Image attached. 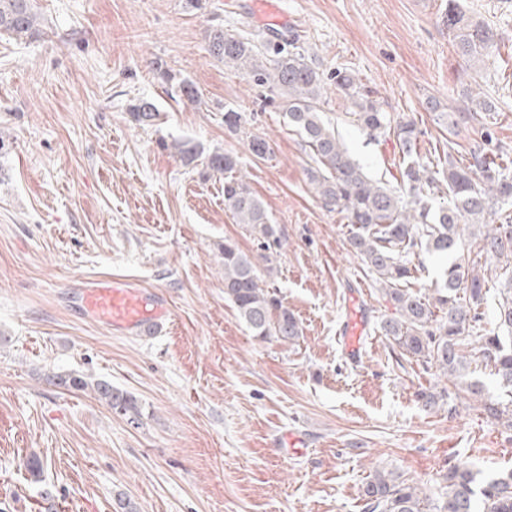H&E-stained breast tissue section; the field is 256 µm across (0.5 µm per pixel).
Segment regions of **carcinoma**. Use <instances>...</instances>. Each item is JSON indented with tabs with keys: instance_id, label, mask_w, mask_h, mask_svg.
Segmentation results:
<instances>
[{
	"instance_id": "cac0c4a2",
	"label": "carcinoma",
	"mask_w": 512,
	"mask_h": 512,
	"mask_svg": "<svg viewBox=\"0 0 512 512\" xmlns=\"http://www.w3.org/2000/svg\"><path fill=\"white\" fill-rule=\"evenodd\" d=\"M33 0H0V34L27 40L40 32L41 21ZM448 35L467 64L482 67L495 43L496 33L485 22L467 15L459 0L448 3ZM209 57L251 79L257 88L278 91L279 107L288 124L304 138L316 163L308 170L314 193L324 206L344 215L352 225L350 246L356 256L377 275L381 292L397 312L380 322L384 336L400 356L434 366L453 385H460L481 400L487 416L512 428V409L498 401L484 400L483 385L471 378L472 359L464 352L471 334L478 335L481 355L501 384L512 388V288L497 307V324L484 336L472 314L484 300L485 281L469 271L463 259L452 260L444 269L441 286L431 296L414 292L407 281L412 277L410 257L415 250L449 256L456 252L467 224H486L478 242V253L487 256L512 254V216L498 224L486 223L491 203L512 199V177L504 172L495 156L482 148L471 152L465 167L448 162V170L430 176L415 159L416 145L423 130L413 121H394L370 91L343 69L330 79L351 101L356 121L377 134L392 128L403 154L407 196L367 175L347 153L335 126L324 119L321 108L325 91L324 73L305 60L295 43L269 44L260 51L250 39L213 26L207 31ZM160 78L179 99L201 104L196 85L168 70ZM463 107L473 119L495 111L481 92H462ZM131 118L140 126H152L159 118L153 100L140 98L129 105ZM172 148L181 161L192 164L201 151L189 141H175ZM206 167L224 177V204L235 222L263 240L264 249L279 244L276 225L270 223L262 201L249 189L237 156L215 150L205 157ZM443 180L448 184V204L433 207L426 189ZM224 267V297L235 308L251 336L262 341L293 344L302 336L296 316L284 306L275 291L263 284L253 256L226 239L221 247ZM46 382L75 391H90L113 412L138 421L136 399L107 380L92 376L45 375ZM446 492L435 498L403 478L397 471L378 468L364 487L365 512H512V469L481 479L464 464L448 467L443 476Z\"/></svg>"
}]
</instances>
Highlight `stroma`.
Instances as JSON below:
<instances>
[{"instance_id":"stroma-1","label":"stroma","mask_w":512,"mask_h":512,"mask_svg":"<svg viewBox=\"0 0 512 512\" xmlns=\"http://www.w3.org/2000/svg\"><path fill=\"white\" fill-rule=\"evenodd\" d=\"M497 34L480 71L448 37V0H35L43 33L0 36V512H363L375 469L445 491L449 466L481 476L512 468V429L448 386L434 367L397 358L379 323L395 316L375 276L351 251L350 226L314 194L310 152L250 80L211 59L213 25L257 45L298 34L321 71H351L383 111L423 131L430 170L465 165L473 148L507 159L512 176V0H461ZM191 80L201 108L176 102L158 71ZM478 82L496 107L462 122L463 88ZM153 98L155 126L127 112ZM438 111H429L428 99ZM246 113L243 133L224 111ZM322 110L373 178L403 189L394 133L371 134L335 84ZM271 152L257 160L249 135ZM237 155L276 224L269 280L299 319L296 344L249 335L224 298L220 248L257 256L254 234L224 205V181L184 164L170 144ZM488 289L480 327H495L512 258L474 264ZM125 276L163 292L169 320L118 336L73 311V286ZM366 329L360 364L342 349L352 311ZM92 375L130 392L139 423L90 392L48 384L47 372ZM447 389L430 409L421 391ZM303 438L300 453L284 436ZM44 463L33 477L23 463Z\"/></svg>"}]
</instances>
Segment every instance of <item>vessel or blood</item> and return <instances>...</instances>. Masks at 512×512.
Here are the masks:
<instances>
[{"label": "vessel or blood", "instance_id": "vessel-or-blood-1", "mask_svg": "<svg viewBox=\"0 0 512 512\" xmlns=\"http://www.w3.org/2000/svg\"><path fill=\"white\" fill-rule=\"evenodd\" d=\"M76 305L95 321L122 335L149 333L170 314L164 294L134 280L109 276L83 280L76 294ZM363 329L364 322L358 318L348 322L342 332L343 351L350 362H360L363 357L360 343Z\"/></svg>", "mask_w": 512, "mask_h": 512}]
</instances>
